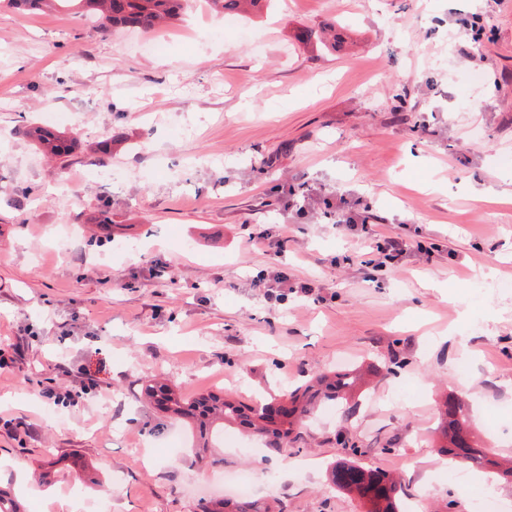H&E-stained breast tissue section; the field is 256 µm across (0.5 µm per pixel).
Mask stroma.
<instances>
[{
  "label": "stroma",
  "instance_id": "1",
  "mask_svg": "<svg viewBox=\"0 0 512 512\" xmlns=\"http://www.w3.org/2000/svg\"><path fill=\"white\" fill-rule=\"evenodd\" d=\"M329 25L335 48L298 38ZM259 230L282 251L243 248ZM386 234L411 248L381 269ZM360 364L354 416L322 406L299 453L264 458L225 427L218 469L142 395L248 403ZM446 392L512 457V0H189L148 34L0 4V486L26 512H193L242 470L271 512H361L327 484L340 429L423 507L512 506V482L475 470L460 495L436 462ZM26 135L38 149L54 157H67L71 151L72 141L62 139L44 127L30 124L27 126Z\"/></svg>",
  "mask_w": 512,
  "mask_h": 512
}]
</instances>
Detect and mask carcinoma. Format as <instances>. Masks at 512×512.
<instances>
[{
	"label": "carcinoma",
	"instance_id": "cac0c4a2",
	"mask_svg": "<svg viewBox=\"0 0 512 512\" xmlns=\"http://www.w3.org/2000/svg\"><path fill=\"white\" fill-rule=\"evenodd\" d=\"M22 12L67 8L90 15L96 22L114 29L132 28L151 32L183 15L186 0H8ZM265 0H210L224 12L249 13ZM26 135L42 152L57 158L68 156L72 142L54 132L30 124ZM366 384L365 373L356 368L343 373L326 371L317 374L304 387L269 401L245 404L224 395L208 392L186 398L183 394L153 380L145 381V394L155 408L173 417L191 421L207 448L216 440L220 425L227 423L265 439L269 450L281 454L298 452L303 430L318 406L326 400L350 402ZM439 425L432 432L434 453L464 466L479 467L512 480V465L498 461L480 444L462 399L448 395L439 406ZM348 458L328 470V479L337 491L355 496L365 512H405L404 486L393 475L365 467L356 456L361 446L354 436L339 435ZM194 512H263L255 502L226 498L211 506L199 503Z\"/></svg>",
	"mask_w": 512,
	"mask_h": 512
}]
</instances>
